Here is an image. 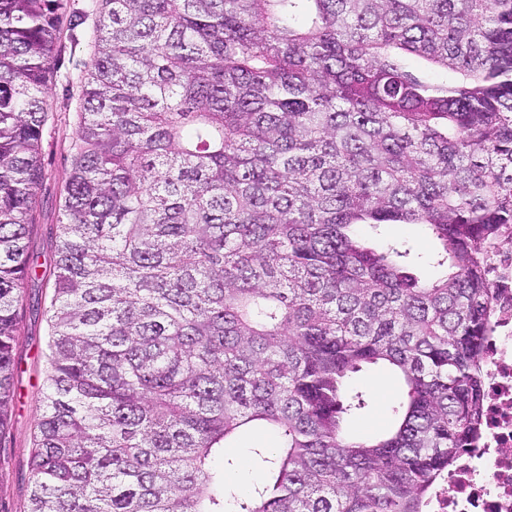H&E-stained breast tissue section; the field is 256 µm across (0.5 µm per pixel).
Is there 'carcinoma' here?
I'll return each instance as SVG.
<instances>
[{
    "label": "carcinoma",
    "mask_w": 512,
    "mask_h": 512,
    "mask_svg": "<svg viewBox=\"0 0 512 512\" xmlns=\"http://www.w3.org/2000/svg\"><path fill=\"white\" fill-rule=\"evenodd\" d=\"M87 7L27 512H425L484 402L512 0ZM66 9L0 0V434ZM388 224L425 228L435 277L359 234ZM380 362L396 425L351 438ZM256 427L240 492L224 448Z\"/></svg>",
    "instance_id": "cac0c4a2"
}]
</instances>
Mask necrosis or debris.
<instances>
[{"label":"necrosis or debris","mask_w":512,"mask_h":512,"mask_svg":"<svg viewBox=\"0 0 512 512\" xmlns=\"http://www.w3.org/2000/svg\"><path fill=\"white\" fill-rule=\"evenodd\" d=\"M495 290L483 349L485 400L476 436L438 483L427 512H512V251L494 249Z\"/></svg>","instance_id":"necrosis-or-debris-1"}]
</instances>
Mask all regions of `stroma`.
Returning <instances> with one entry per match:
<instances>
[{
    "mask_svg": "<svg viewBox=\"0 0 512 512\" xmlns=\"http://www.w3.org/2000/svg\"><path fill=\"white\" fill-rule=\"evenodd\" d=\"M86 9V0H69L67 14L76 24L63 34L51 62L53 77L45 88L48 121L41 155L45 178L37 194L36 229L31 237V247L45 267L51 258L49 237L60 216V192L70 172L68 146L75 133L79 85L90 54L83 38L84 31L92 26L91 19L84 16ZM51 292L52 282L46 279L40 285L28 286L23 294V321L15 340L16 404L10 424L0 436V512H25L27 506L32 435L43 413L41 369L47 335L43 310ZM355 385L367 394L369 404L348 420V433L363 438L386 431L399 397L391 371L384 367L366 370L358 375Z\"/></svg>",
    "mask_w": 512,
    "mask_h": 512,
    "instance_id": "stroma-1",
    "label": "stroma"
}]
</instances>
